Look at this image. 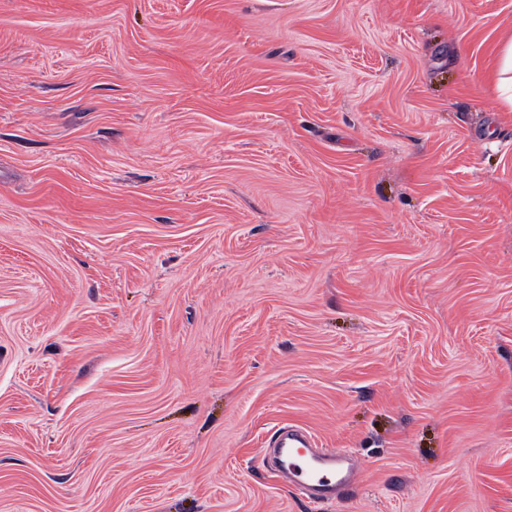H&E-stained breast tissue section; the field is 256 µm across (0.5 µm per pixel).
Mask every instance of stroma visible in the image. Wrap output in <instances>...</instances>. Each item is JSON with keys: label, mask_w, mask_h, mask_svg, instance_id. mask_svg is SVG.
I'll return each instance as SVG.
<instances>
[{"label": "stroma", "mask_w": 512, "mask_h": 512, "mask_svg": "<svg viewBox=\"0 0 512 512\" xmlns=\"http://www.w3.org/2000/svg\"><path fill=\"white\" fill-rule=\"evenodd\" d=\"M512 0H0V512H512ZM349 454L307 500L278 427Z\"/></svg>", "instance_id": "35a3bbf8"}]
</instances>
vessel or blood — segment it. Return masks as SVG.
Masks as SVG:
<instances>
[{"label": "vessel or blood", "mask_w": 512, "mask_h": 512, "mask_svg": "<svg viewBox=\"0 0 512 512\" xmlns=\"http://www.w3.org/2000/svg\"><path fill=\"white\" fill-rule=\"evenodd\" d=\"M275 445L282 470L311 500L337 497L355 483L346 457L333 449L314 452L311 436L302 430L280 428Z\"/></svg>", "instance_id": "1"}]
</instances>
